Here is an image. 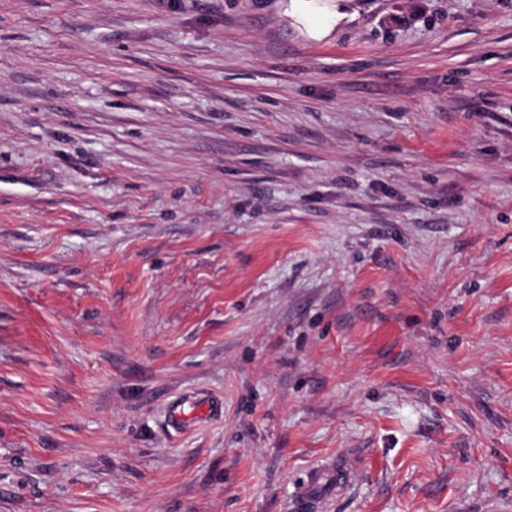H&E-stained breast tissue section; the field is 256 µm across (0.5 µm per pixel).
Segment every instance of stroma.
<instances>
[{"instance_id": "obj_1", "label": "stroma", "mask_w": 512, "mask_h": 512, "mask_svg": "<svg viewBox=\"0 0 512 512\" xmlns=\"http://www.w3.org/2000/svg\"><path fill=\"white\" fill-rule=\"evenodd\" d=\"M314 471L512 512V0H0V512Z\"/></svg>"}]
</instances>
